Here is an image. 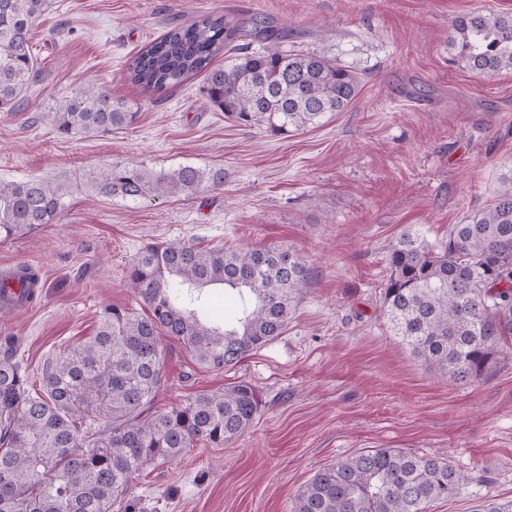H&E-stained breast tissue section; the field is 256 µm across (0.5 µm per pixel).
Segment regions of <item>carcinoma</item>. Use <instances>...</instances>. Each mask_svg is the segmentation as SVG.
Returning <instances> with one entry per match:
<instances>
[{
  "mask_svg": "<svg viewBox=\"0 0 512 512\" xmlns=\"http://www.w3.org/2000/svg\"><path fill=\"white\" fill-rule=\"evenodd\" d=\"M48 0H0V112H16L38 73L31 31ZM238 29L203 16L151 42L128 64L129 79L150 92L204 75L214 107L242 125L274 134L314 127L354 100L359 79L320 53L281 48L288 33L253 24L258 48L235 47ZM453 46L482 74L512 69V15L471 12L454 22ZM230 63L217 64L224 51ZM138 113L105 89L64 100L46 117L56 132L106 131ZM224 184V169L191 165L157 170L116 163L97 175L99 193L138 200L197 194ZM60 188L39 180L0 182V240L52 223ZM383 314L411 353L430 368L476 381L508 353L512 340V175L493 204L465 217L432 245L406 233L389 251ZM312 269L281 248L226 250L189 241L148 244L127 269L148 311L104 307L94 335L61 351L32 395L12 341L0 345V512H112L132 476L148 463L179 456L198 440L216 446L241 435L259 407L244 382L199 392L155 410L168 374L160 336L184 343L196 362L226 368L280 336ZM37 279L23 268L0 280V296L33 297ZM237 291L240 312L228 319L202 301V290ZM469 477L449 460L375 448L314 474L293 512H425L459 496ZM476 512H512L490 497Z\"/></svg>",
  "mask_w": 512,
  "mask_h": 512,
  "instance_id": "1",
  "label": "carcinoma"
}]
</instances>
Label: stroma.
Instances as JSON below:
<instances>
[{
	"mask_svg": "<svg viewBox=\"0 0 512 512\" xmlns=\"http://www.w3.org/2000/svg\"><path fill=\"white\" fill-rule=\"evenodd\" d=\"M512 13V0H50L31 33L39 72L19 111L0 112V181L61 186L53 223L0 242V278L34 268L33 302L0 317L42 391L47 362L92 335L104 306L144 311L127 268L148 244L192 240L279 247L307 260L311 281L285 332L233 366L196 363L162 337L169 382L157 410L246 382L252 425L215 446L147 465L128 500L149 512H291L314 474L375 448L445 458L465 491L426 512H473L512 499V358L481 380L429 370L381 312L389 248L411 233L437 244L489 206L512 173V70L472 72L450 38L457 17ZM265 17L283 49L320 52L356 73L352 103L285 135L243 126L211 105L202 76L161 96L134 85L130 59L200 16ZM117 89L137 121L59 136L42 115L79 92ZM112 163L224 170L221 186L136 201L100 194Z\"/></svg>",
	"mask_w": 512,
	"mask_h": 512,
	"instance_id": "stroma-1",
	"label": "stroma"
}]
</instances>
